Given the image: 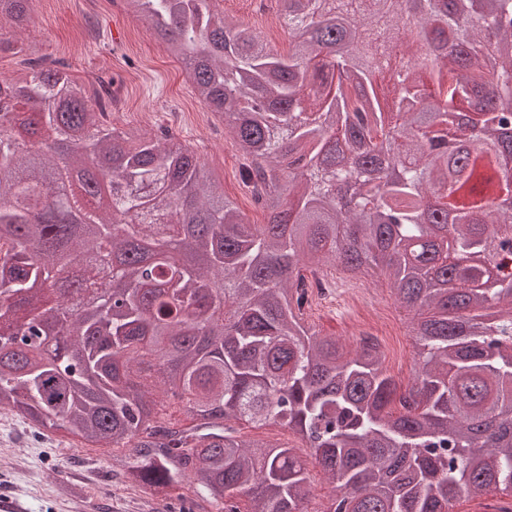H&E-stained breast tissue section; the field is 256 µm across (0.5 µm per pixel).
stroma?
<instances>
[{"instance_id": "obj_1", "label": "stroma", "mask_w": 512, "mask_h": 512, "mask_svg": "<svg viewBox=\"0 0 512 512\" xmlns=\"http://www.w3.org/2000/svg\"><path fill=\"white\" fill-rule=\"evenodd\" d=\"M218 8L264 31L272 47L287 50V31H265L264 16L253 0H218ZM30 13L29 26L14 36L13 51L0 53V78L27 75L30 60L44 57L64 64L86 86L118 84L122 105L109 110L104 128L133 140L168 130L178 144L201 156L218 188L236 200L251 223H266V213L255 206L240 180L243 159L224 130L223 118L194 95L180 63L154 39L147 22L126 9L124 0H31ZM333 286V298L311 302L307 321L322 334L355 347L348 290L368 289L387 309L379 340L383 370L399 387L412 385L419 372L412 319L384 276L339 272ZM246 434L298 447L312 479L311 512L326 504L333 484L291 430L271 423ZM123 460L121 450L40 435L15 412H0V499L17 503L22 512H181L178 502H153L123 488Z\"/></svg>"}]
</instances>
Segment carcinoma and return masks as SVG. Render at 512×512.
I'll list each match as a JSON object with an SVG mask.
<instances>
[{"instance_id":"obj_1","label":"carcinoma","mask_w":512,"mask_h":512,"mask_svg":"<svg viewBox=\"0 0 512 512\" xmlns=\"http://www.w3.org/2000/svg\"><path fill=\"white\" fill-rule=\"evenodd\" d=\"M29 2L0 0V53ZM216 2L127 6L224 118L266 224L168 133L128 146L102 128L100 92L60 63L0 79L27 108L12 128L71 143L24 156L0 138V408L127 449L123 484L162 499L188 488L187 512H309L298 449L235 428L269 422L338 484L322 512L512 495V210L494 203L512 197V0H276L285 53ZM393 52L390 112L386 67L369 61ZM86 152L115 206L87 191L48 205ZM328 262L381 271L415 312L408 389L375 343L348 352L305 325L302 269L325 281Z\"/></svg>"}]
</instances>
